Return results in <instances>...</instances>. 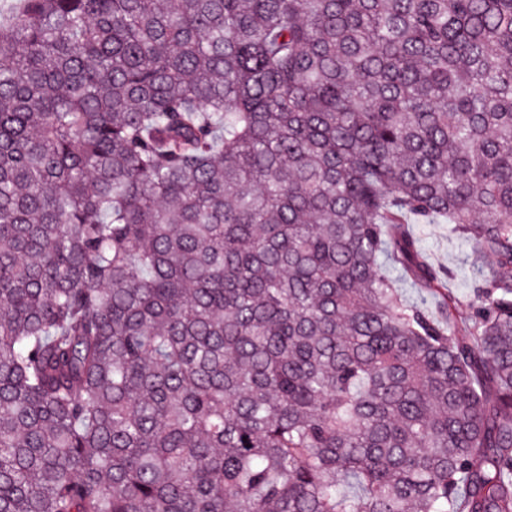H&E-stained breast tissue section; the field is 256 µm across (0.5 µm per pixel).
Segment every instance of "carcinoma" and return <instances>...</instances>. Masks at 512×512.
I'll list each match as a JSON object with an SVG mask.
<instances>
[{
	"mask_svg": "<svg viewBox=\"0 0 512 512\" xmlns=\"http://www.w3.org/2000/svg\"><path fill=\"white\" fill-rule=\"evenodd\" d=\"M509 268L512 0L0 23V512H512ZM408 226L428 263L450 272L448 290L464 307L469 306L474 296L475 276L468 260L466 243L449 231L448 224Z\"/></svg>",
	"mask_w": 512,
	"mask_h": 512,
	"instance_id": "1",
	"label": "carcinoma"
}]
</instances>
